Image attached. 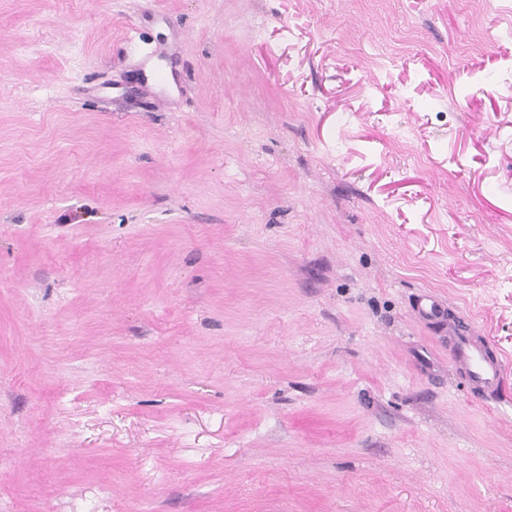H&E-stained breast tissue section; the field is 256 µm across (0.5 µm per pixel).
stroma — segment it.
Wrapping results in <instances>:
<instances>
[{"mask_svg":"<svg viewBox=\"0 0 512 512\" xmlns=\"http://www.w3.org/2000/svg\"><path fill=\"white\" fill-rule=\"evenodd\" d=\"M0 512H512V0H0ZM453 359L465 376L481 391L498 392L502 387V372L496 357L484 344L462 333L451 345Z\"/></svg>","mask_w":512,"mask_h":512,"instance_id":"stroma-1","label":"stroma"}]
</instances>
